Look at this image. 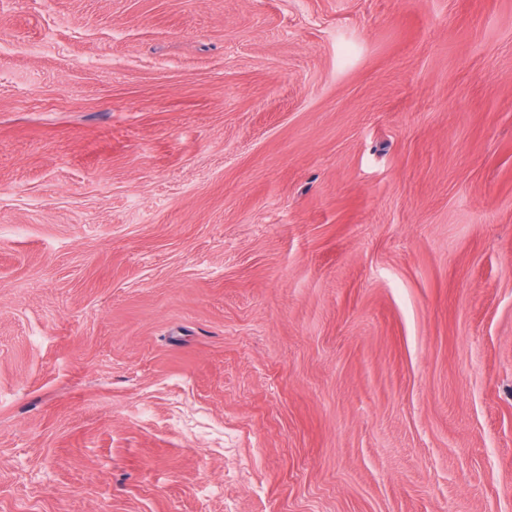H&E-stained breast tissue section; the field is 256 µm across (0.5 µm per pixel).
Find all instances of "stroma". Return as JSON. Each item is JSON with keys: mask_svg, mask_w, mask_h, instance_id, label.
<instances>
[{"mask_svg": "<svg viewBox=\"0 0 512 512\" xmlns=\"http://www.w3.org/2000/svg\"><path fill=\"white\" fill-rule=\"evenodd\" d=\"M1 40L0 512H512V0Z\"/></svg>", "mask_w": 512, "mask_h": 512, "instance_id": "35a3bbf8", "label": "stroma"}]
</instances>
